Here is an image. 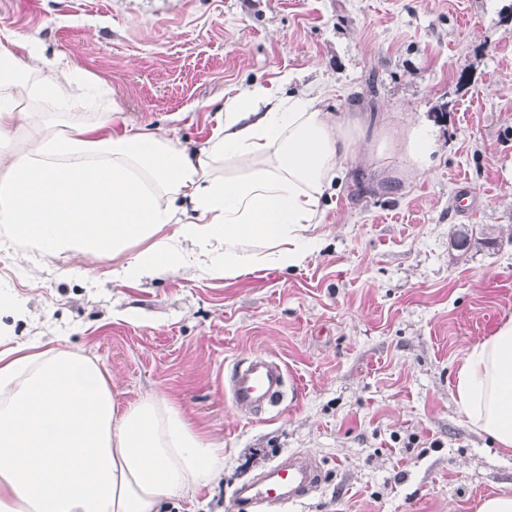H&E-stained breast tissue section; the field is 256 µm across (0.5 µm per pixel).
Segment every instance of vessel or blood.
I'll list each match as a JSON object with an SVG mask.
<instances>
[{
  "instance_id": "obj_1",
  "label": "vessel or blood",
  "mask_w": 512,
  "mask_h": 512,
  "mask_svg": "<svg viewBox=\"0 0 512 512\" xmlns=\"http://www.w3.org/2000/svg\"><path fill=\"white\" fill-rule=\"evenodd\" d=\"M286 374L279 363L266 355L253 356L237 366L227 388L232 403L241 409L265 410L282 396ZM321 470L309 457L297 455L276 464L258 480L242 486L244 500L282 503L295 500L317 487Z\"/></svg>"
}]
</instances>
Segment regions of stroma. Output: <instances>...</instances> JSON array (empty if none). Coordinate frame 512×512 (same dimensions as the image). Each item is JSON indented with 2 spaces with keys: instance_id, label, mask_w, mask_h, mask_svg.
<instances>
[{
  "instance_id": "35a3bbf8",
  "label": "stroma",
  "mask_w": 512,
  "mask_h": 512,
  "mask_svg": "<svg viewBox=\"0 0 512 512\" xmlns=\"http://www.w3.org/2000/svg\"><path fill=\"white\" fill-rule=\"evenodd\" d=\"M66 54L137 125L205 144L234 87L320 91L330 112L426 117L420 175L349 162L325 203L322 252L234 281L192 273L118 284L108 259L0 250V289L36 330L97 359L121 402L157 391L224 445V479L178 512H259L239 487L294 453L322 481L266 512H477L512 493V454L459 413L465 351L512 315V0H0V33ZM491 242L462 253L458 225ZM287 370L256 414L226 391L255 354Z\"/></svg>"
}]
</instances>
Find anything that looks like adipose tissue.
<instances>
[{"mask_svg":"<svg viewBox=\"0 0 512 512\" xmlns=\"http://www.w3.org/2000/svg\"><path fill=\"white\" fill-rule=\"evenodd\" d=\"M68 78L63 57L0 41V232L44 257L115 259L122 283L303 266L324 248L322 204L361 144L413 174L436 148L424 123L373 131L367 113L248 83L192 151L115 131V107L85 112ZM455 395L466 420L512 452V317L467 349ZM223 476L222 443L171 398L122 403L91 357L0 336V512H160Z\"/></svg>","mask_w":512,"mask_h":512,"instance_id":"ef3b65f1","label":"adipose tissue"}]
</instances>
